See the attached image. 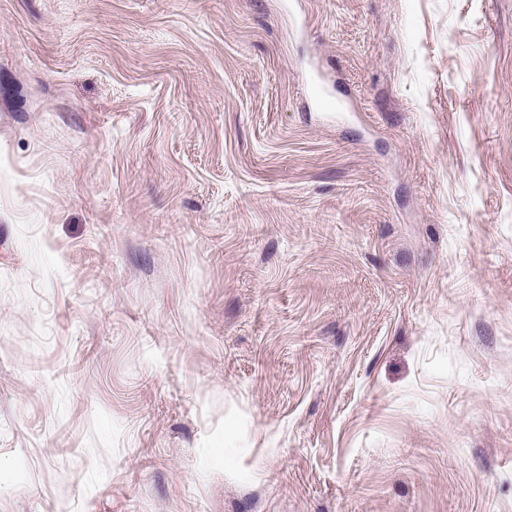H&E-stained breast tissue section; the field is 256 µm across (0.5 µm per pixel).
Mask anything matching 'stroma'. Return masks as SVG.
<instances>
[{"label": "stroma", "mask_w": 512, "mask_h": 512, "mask_svg": "<svg viewBox=\"0 0 512 512\" xmlns=\"http://www.w3.org/2000/svg\"><path fill=\"white\" fill-rule=\"evenodd\" d=\"M0 512H512V0H0Z\"/></svg>", "instance_id": "35a3bbf8"}]
</instances>
